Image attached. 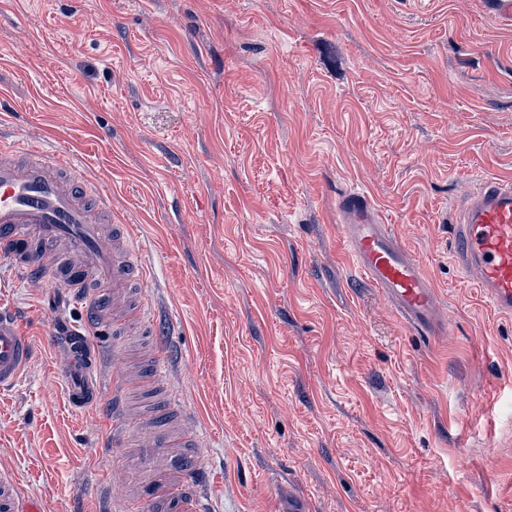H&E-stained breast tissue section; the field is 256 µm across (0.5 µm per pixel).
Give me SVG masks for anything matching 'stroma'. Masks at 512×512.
<instances>
[{"label":"stroma","mask_w":512,"mask_h":512,"mask_svg":"<svg viewBox=\"0 0 512 512\" xmlns=\"http://www.w3.org/2000/svg\"><path fill=\"white\" fill-rule=\"evenodd\" d=\"M0 120L83 154L142 225L215 512H512V317L451 259L458 204L512 178V24L491 0H0ZM351 190L448 334L407 329L352 271ZM57 306L81 316L0 257V309L34 344L0 393V468L48 512H96L110 420L64 399Z\"/></svg>","instance_id":"35a3bbf8"}]
</instances>
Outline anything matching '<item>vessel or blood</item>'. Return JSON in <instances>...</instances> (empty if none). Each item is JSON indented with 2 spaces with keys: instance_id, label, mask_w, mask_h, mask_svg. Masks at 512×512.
I'll list each match as a JSON object with an SVG mask.
<instances>
[{
  "instance_id": "1",
  "label": "vessel or blood",
  "mask_w": 512,
  "mask_h": 512,
  "mask_svg": "<svg viewBox=\"0 0 512 512\" xmlns=\"http://www.w3.org/2000/svg\"><path fill=\"white\" fill-rule=\"evenodd\" d=\"M336 222L355 272L386 297L404 324L429 329L438 296L419 261L384 223L367 193L352 191L336 203ZM454 262L478 276L474 286L502 315L512 314V181L489 180L461 204L453 226ZM139 225L113 214L105 189L94 188L83 156L57 148L24 149L0 141V253L22 272L54 277L94 316L112 315L111 348L95 346L90 326L50 334L48 345L67 403H101L111 389L112 435L100 454L116 455L113 483L135 473L147 485L127 496L124 512H211L202 490L204 435L188 414H173L177 400L167 381L170 351L156 335L157 315L147 286L151 271ZM112 308L104 310V289ZM150 337L154 355L148 378L161 394L153 418L129 415L132 373L105 376L106 361L128 359L132 333ZM33 352L29 336L0 312V391L20 379ZM0 512H47L45 501L24 492L12 470L0 469Z\"/></svg>"
}]
</instances>
